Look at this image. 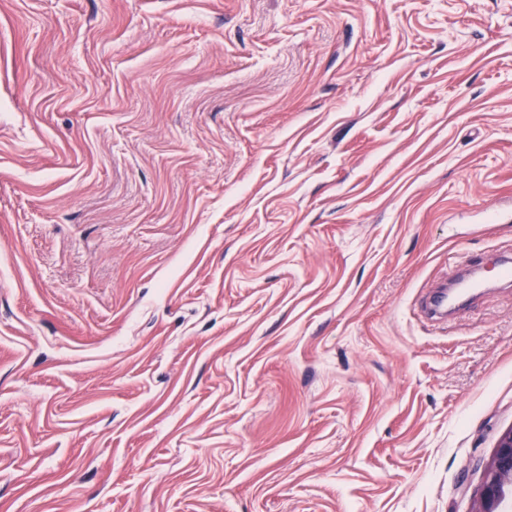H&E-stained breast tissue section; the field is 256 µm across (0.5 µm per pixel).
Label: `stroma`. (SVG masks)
Instances as JSON below:
<instances>
[{
    "instance_id": "obj_1",
    "label": "stroma",
    "mask_w": 512,
    "mask_h": 512,
    "mask_svg": "<svg viewBox=\"0 0 512 512\" xmlns=\"http://www.w3.org/2000/svg\"><path fill=\"white\" fill-rule=\"evenodd\" d=\"M493 202L512 0H0V512H474ZM478 288H483V282L478 279H461L454 289H438L425 299L422 304L424 315L432 321L443 320V316L464 298L474 295Z\"/></svg>"
}]
</instances>
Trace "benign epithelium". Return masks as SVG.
Wrapping results in <instances>:
<instances>
[{
    "label": "benign epithelium",
    "mask_w": 512,
    "mask_h": 512,
    "mask_svg": "<svg viewBox=\"0 0 512 512\" xmlns=\"http://www.w3.org/2000/svg\"><path fill=\"white\" fill-rule=\"evenodd\" d=\"M475 512H512V428L499 438L484 466Z\"/></svg>",
    "instance_id": "7a95c632"
}]
</instances>
